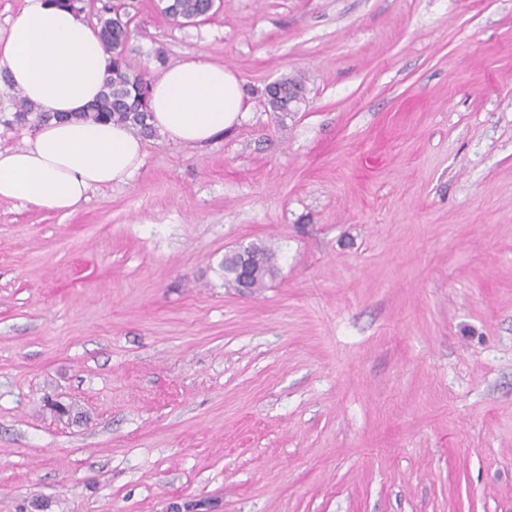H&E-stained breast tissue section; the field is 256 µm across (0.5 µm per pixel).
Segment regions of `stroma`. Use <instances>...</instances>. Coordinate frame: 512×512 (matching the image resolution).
Masks as SVG:
<instances>
[{
  "label": "stroma",
  "mask_w": 512,
  "mask_h": 512,
  "mask_svg": "<svg viewBox=\"0 0 512 512\" xmlns=\"http://www.w3.org/2000/svg\"><path fill=\"white\" fill-rule=\"evenodd\" d=\"M131 27L251 108L73 214L0 201V512H512V0ZM253 243L276 277L225 287ZM277 89L270 92L265 88V97L268 106L273 112H297L299 105L304 101L301 96L293 95L288 92V84L300 88L305 94V87L301 80L294 76L278 79Z\"/></svg>",
  "instance_id": "1"
}]
</instances>
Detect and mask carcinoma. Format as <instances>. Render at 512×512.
Returning a JSON list of instances; mask_svg holds the SVG:
<instances>
[{
    "label": "carcinoma",
    "mask_w": 512,
    "mask_h": 512,
    "mask_svg": "<svg viewBox=\"0 0 512 512\" xmlns=\"http://www.w3.org/2000/svg\"><path fill=\"white\" fill-rule=\"evenodd\" d=\"M94 8L100 41L111 57L112 70L106 80L104 90L88 111L76 118L90 121L112 120L126 125L133 133L142 137L156 136V129L149 123V99L144 92L150 90L145 73L135 69L128 58V44L132 36L130 9L132 0H99ZM161 13L180 25H193L197 19L205 17L214 9L213 0H160ZM305 90L301 80L294 76L277 81L275 92L265 91L266 102L273 112L288 111V86ZM7 95L12 98L14 112L11 117L0 122L19 128L37 126L51 119L13 86H8ZM253 271L250 289L257 291L266 286L276 275L275 254L262 245L247 247ZM241 264V253L236 251L224 256V281L229 288H239L237 271Z\"/></svg>",
    "instance_id": "carcinoma-1"
}]
</instances>
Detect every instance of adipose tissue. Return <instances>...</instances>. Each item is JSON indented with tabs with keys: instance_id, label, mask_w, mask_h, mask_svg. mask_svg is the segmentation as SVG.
Segmentation results:
<instances>
[{
	"instance_id": "1",
	"label": "adipose tissue",
	"mask_w": 512,
	"mask_h": 512,
	"mask_svg": "<svg viewBox=\"0 0 512 512\" xmlns=\"http://www.w3.org/2000/svg\"><path fill=\"white\" fill-rule=\"evenodd\" d=\"M111 59L96 29L52 0H24L0 34V69L53 113L24 146L0 150V200L72 214L90 190L120 184L142 166L145 141L126 126L78 120L101 94ZM151 122L168 140L200 146L249 111L237 76L221 64L187 60L151 83Z\"/></svg>"
}]
</instances>
